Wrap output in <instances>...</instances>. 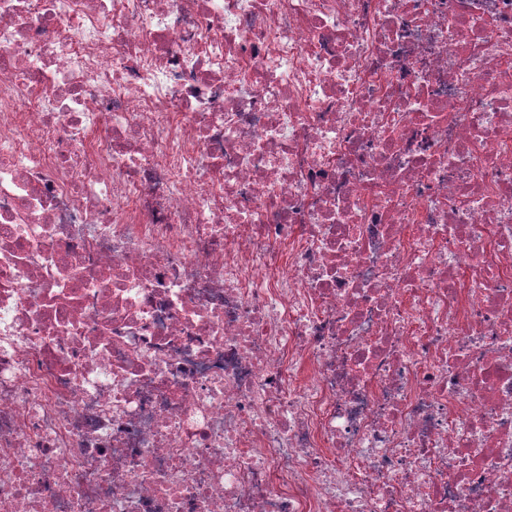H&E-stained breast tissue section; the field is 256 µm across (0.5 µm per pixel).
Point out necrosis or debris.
I'll list each match as a JSON object with an SVG mask.
<instances>
[{"label": "necrosis or debris", "instance_id": "1", "mask_svg": "<svg viewBox=\"0 0 512 512\" xmlns=\"http://www.w3.org/2000/svg\"><path fill=\"white\" fill-rule=\"evenodd\" d=\"M0 512H512V0H0Z\"/></svg>", "mask_w": 512, "mask_h": 512}]
</instances>
